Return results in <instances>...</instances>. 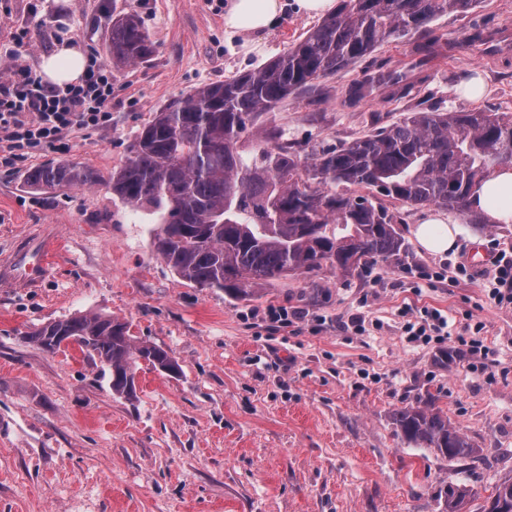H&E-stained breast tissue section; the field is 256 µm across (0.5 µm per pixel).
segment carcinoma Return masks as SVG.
Masks as SVG:
<instances>
[{
    "label": "carcinoma",
    "mask_w": 512,
    "mask_h": 512,
    "mask_svg": "<svg viewBox=\"0 0 512 512\" xmlns=\"http://www.w3.org/2000/svg\"><path fill=\"white\" fill-rule=\"evenodd\" d=\"M482 0H339L336 11L302 33L261 68L197 89L154 113L131 155L103 176L76 164L27 171L37 192L104 185L135 214L159 222L152 246L182 279L247 298L286 273L328 266L343 276L396 259L403 240L396 204L436 206L483 223L467 208L471 191L503 164H512V114L413 110L396 123L328 148L302 153L278 132L266 134L249 157L241 131L289 97L318 90L315 81L354 67L391 37L417 35L410 59H373L345 91L355 106L381 97L413 99L426 71L451 47L430 24L466 13ZM471 42L496 56L508 47L499 33L475 32ZM154 43L134 14L112 20L113 68L148 60ZM24 339L47 352L70 340L107 369L112 393L136 396L135 370L144 361L175 374L161 347L135 341L130 323L100 314L49 321ZM397 431L409 444L468 468L479 449L432 398L397 409ZM467 490L448 486L439 512H464ZM484 512H512V477L492 487Z\"/></svg>",
    "instance_id": "cac0c4a2"
}]
</instances>
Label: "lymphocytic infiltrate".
<instances>
[{"instance_id":"f902f5d3","label":"lymphocytic infiltrate","mask_w":512,"mask_h":512,"mask_svg":"<svg viewBox=\"0 0 512 512\" xmlns=\"http://www.w3.org/2000/svg\"><path fill=\"white\" fill-rule=\"evenodd\" d=\"M111 108L112 71L100 63L65 88L44 83L30 67H14L0 82V142L16 156L44 147L63 152L71 129L110 126Z\"/></svg>"}]
</instances>
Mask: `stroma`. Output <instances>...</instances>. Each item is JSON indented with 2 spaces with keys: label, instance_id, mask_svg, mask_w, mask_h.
I'll list each match as a JSON object with an SVG mask.
<instances>
[{
  "label": "stroma",
  "instance_id": "1",
  "mask_svg": "<svg viewBox=\"0 0 512 512\" xmlns=\"http://www.w3.org/2000/svg\"><path fill=\"white\" fill-rule=\"evenodd\" d=\"M128 12L155 53L113 70L111 126L68 132L63 152L0 162V257L39 233L55 240L39 282L0 283V512H438V491L456 483L477 494L468 512H482L483 492L512 477V305L489 302L487 269L469 255L495 243L512 250V224L462 225L455 249L435 255L411 233L428 209L412 208L397 227L399 260L362 275L325 269L313 290L297 273L248 298L190 285L154 253L151 219L108 188L36 194L22 175L60 161L110 173L160 108L258 69L315 21L286 8L247 49L225 32L218 0H0V45L27 27L17 61L33 70L65 44L103 61L109 16ZM477 25L512 38V0L432 22L454 50L412 103L291 100L242 133V150L276 129L313 153L410 108L512 114V55L470 46ZM466 74L484 78V96L458 94ZM416 269L443 278L413 277ZM272 307L293 312L291 323L272 322ZM424 308L447 314L450 337L406 346L405 318ZM76 314L128 321L180 372L140 364L129 401L77 347L48 353L26 341L35 327ZM461 337L490 347L481 368L457 357ZM427 395L478 448L471 468L397 436L393 411Z\"/></svg>",
  "mask_w": 512,
  "mask_h": 512
}]
</instances>
